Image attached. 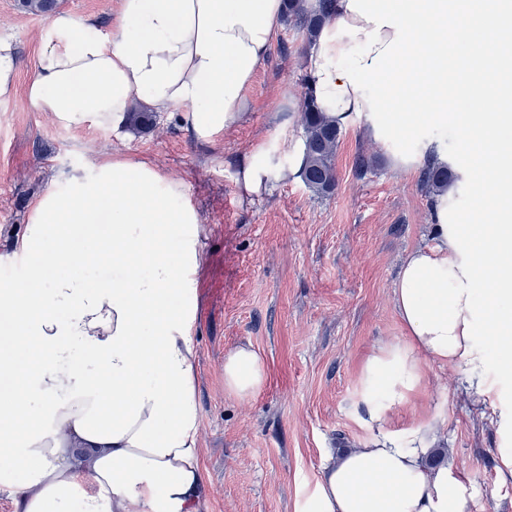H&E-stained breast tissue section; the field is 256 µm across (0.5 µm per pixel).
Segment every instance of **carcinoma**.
<instances>
[{"instance_id": "obj_1", "label": "carcinoma", "mask_w": 512, "mask_h": 512, "mask_svg": "<svg viewBox=\"0 0 512 512\" xmlns=\"http://www.w3.org/2000/svg\"><path fill=\"white\" fill-rule=\"evenodd\" d=\"M19 6L32 13H50L57 9V0H20ZM332 0H319L318 7L309 10L304 0H286V17L292 19L311 37L332 17ZM303 126V166L300 177L317 195H325L336 187L335 154L341 130L318 106L311 90L301 100ZM458 180L448 165L428 163L421 172V184L426 193L435 195L448 190Z\"/></svg>"}]
</instances>
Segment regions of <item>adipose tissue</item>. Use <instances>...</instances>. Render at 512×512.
I'll return each mask as SVG.
<instances>
[{"label":"adipose tissue","mask_w":512,"mask_h":512,"mask_svg":"<svg viewBox=\"0 0 512 512\" xmlns=\"http://www.w3.org/2000/svg\"><path fill=\"white\" fill-rule=\"evenodd\" d=\"M283 13L284 0H120L104 27L56 12L28 96L57 125L115 132L138 98L181 112L191 135L210 142L241 120ZM473 32L480 41L466 43ZM506 70L512 0H334L316 34L306 73L325 114L341 127L364 118L400 173L448 162L425 126L463 125L471 148L461 172L494 221L461 211L456 190L435 196L434 243L411 250L395 282L404 335L362 369L372 442L328 459L296 512H464L463 481L427 463L434 419L420 418L403 445L391 411L419 394L432 363L466 369L477 397L498 398L482 336L496 335L512 374ZM422 102L428 111H413ZM279 174L260 144L236 183L252 199ZM201 222L182 181L118 156L37 201L17 249L28 276L0 285L15 347L0 353V382L11 387L0 401V484L13 512H203L193 346ZM103 263L111 280L85 277ZM76 343L84 360L73 365ZM266 383L251 345L225 354V394L249 401Z\"/></svg>","instance_id":"ef3b65f1"}]
</instances>
